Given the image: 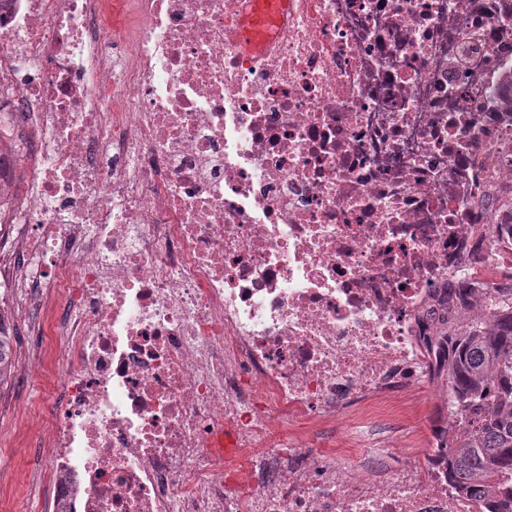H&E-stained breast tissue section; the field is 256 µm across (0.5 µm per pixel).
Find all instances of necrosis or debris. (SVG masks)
Listing matches in <instances>:
<instances>
[{"label": "necrosis or debris", "mask_w": 512, "mask_h": 512, "mask_svg": "<svg viewBox=\"0 0 512 512\" xmlns=\"http://www.w3.org/2000/svg\"><path fill=\"white\" fill-rule=\"evenodd\" d=\"M240 15L0 0L45 512H484L429 329L449 283H512V0H292L262 56Z\"/></svg>", "instance_id": "necrosis-or-debris-1"}]
</instances>
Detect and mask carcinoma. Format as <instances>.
Listing matches in <instances>:
<instances>
[{
  "label": "carcinoma",
  "instance_id": "obj_1",
  "mask_svg": "<svg viewBox=\"0 0 512 512\" xmlns=\"http://www.w3.org/2000/svg\"><path fill=\"white\" fill-rule=\"evenodd\" d=\"M460 315L432 344L445 361L448 394L467 424L448 454V479L487 496L489 512H512V288L482 293L448 285ZM11 337L0 334V382L10 373Z\"/></svg>",
  "mask_w": 512,
  "mask_h": 512
}]
</instances>
